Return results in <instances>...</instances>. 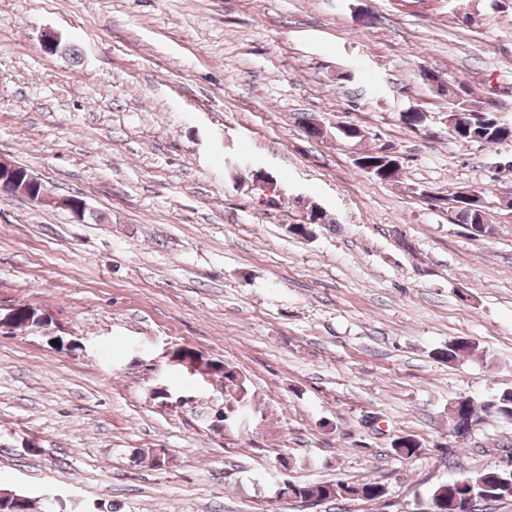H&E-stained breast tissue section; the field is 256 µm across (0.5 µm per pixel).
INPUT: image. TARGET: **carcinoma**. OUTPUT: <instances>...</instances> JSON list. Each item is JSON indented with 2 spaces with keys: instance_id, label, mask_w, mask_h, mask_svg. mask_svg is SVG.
<instances>
[{
  "instance_id": "1",
  "label": "carcinoma",
  "mask_w": 512,
  "mask_h": 512,
  "mask_svg": "<svg viewBox=\"0 0 512 512\" xmlns=\"http://www.w3.org/2000/svg\"><path fill=\"white\" fill-rule=\"evenodd\" d=\"M485 102L477 99L469 85L461 86V94L448 98V112L454 114L464 129L462 142H483L487 145H495L505 142V138L512 137V130L503 128L497 117L499 107L483 114L478 112ZM385 148L378 147L359 153L360 170L380 179L391 181L398 177L400 166L393 164V159L384 154ZM448 208V219L453 224H462L473 237L480 236V231L485 229L491 234L494 225L491 224L488 213H483L482 218L469 208L467 202L460 200L450 192L443 197ZM469 349V342L463 338L455 339L448 343V347L437 351L436 358L440 361L452 363L459 355ZM206 367L210 368L208 374L224 382V390L229 393V400L225 402L224 413L234 417L240 403L248 400V391L245 380L240 371L218 360L206 361ZM450 418L453 421L454 433L465 436L470 431L489 419L512 421V389H505L495 396L480 401L466 402L461 400L450 408ZM419 440L408 435L400 437L394 443V451L401 457L410 458L421 451ZM137 458L143 462L161 467L166 463L165 452L162 448L141 449L137 452ZM384 495V486L377 482L365 484H351L338 481L297 483L283 479L280 496L285 500L299 499L307 502L312 498L324 501L331 497L343 501L355 497L372 501ZM488 495L495 501L512 499V475L503 473L496 468L484 469L467 476L455 477L442 483L429 492L428 509L430 512H458V502L471 496Z\"/></svg>"
}]
</instances>
